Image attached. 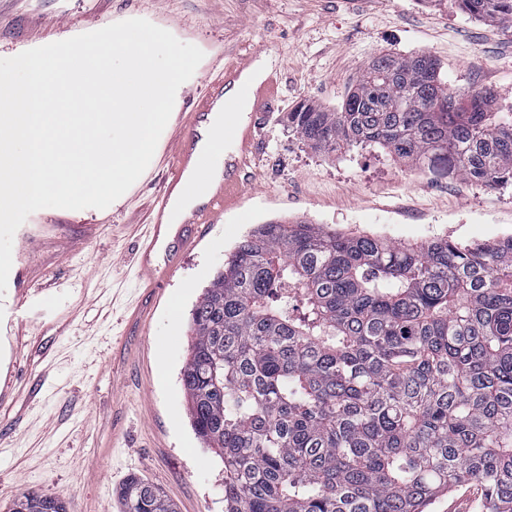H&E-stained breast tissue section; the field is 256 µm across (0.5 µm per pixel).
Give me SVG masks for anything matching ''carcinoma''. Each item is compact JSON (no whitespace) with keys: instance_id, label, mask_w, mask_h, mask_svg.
<instances>
[{"instance_id":"1","label":"carcinoma","mask_w":512,"mask_h":512,"mask_svg":"<svg viewBox=\"0 0 512 512\" xmlns=\"http://www.w3.org/2000/svg\"><path fill=\"white\" fill-rule=\"evenodd\" d=\"M511 20L512 0H456ZM454 91L426 53H382L341 107L303 103L288 129L327 152L496 188L512 182V112ZM180 382L224 462L227 512H426L470 483L512 512V235L402 245L322 224H259L191 310ZM122 512H173L130 475ZM10 512H67L27 492Z\"/></svg>"}]
</instances>
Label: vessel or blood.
I'll list each match as a JSON object with an SVG mask.
<instances>
[{"label": "vessel or blood", "mask_w": 512, "mask_h": 512, "mask_svg": "<svg viewBox=\"0 0 512 512\" xmlns=\"http://www.w3.org/2000/svg\"><path fill=\"white\" fill-rule=\"evenodd\" d=\"M251 64V59L246 58L224 67L218 83L209 86L191 111L177 116L172 164L151 207L145 238L136 249V265L148 291H163L167 276L178 267L189 247L199 241L203 228L218 223L239 195L241 174L251 162L255 132L277 90V79L272 74L261 90L240 85L242 73ZM230 89L235 90L245 107L246 120L225 121L224 140L236 144L237 150L226 161L223 176L215 178L207 171L208 152L201 143L207 134L209 114L223 107L222 93ZM183 195L196 197L198 204L174 214V203ZM174 217L179 220L175 227L170 224Z\"/></svg>", "instance_id": "1"}]
</instances>
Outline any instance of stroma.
Here are the masks:
<instances>
[{"label": "stroma", "instance_id": "1", "mask_svg": "<svg viewBox=\"0 0 512 512\" xmlns=\"http://www.w3.org/2000/svg\"><path fill=\"white\" fill-rule=\"evenodd\" d=\"M132 18L204 53L175 111H189L224 65L259 52L279 72L272 116L242 194L164 293L146 294L135 250L174 125L109 207L44 208L18 228L0 292V512L25 491L60 496L68 512H120L131 474L175 512H225L224 463L191 426L180 371L193 305L256 225L308 221L412 245L512 235L510 183L489 192L378 148L326 155L286 123L303 102L340 107L381 53L431 54L453 89H490L493 110L511 111L512 22L469 17L455 0H0V58Z\"/></svg>", "mask_w": 512, "mask_h": 512}]
</instances>
